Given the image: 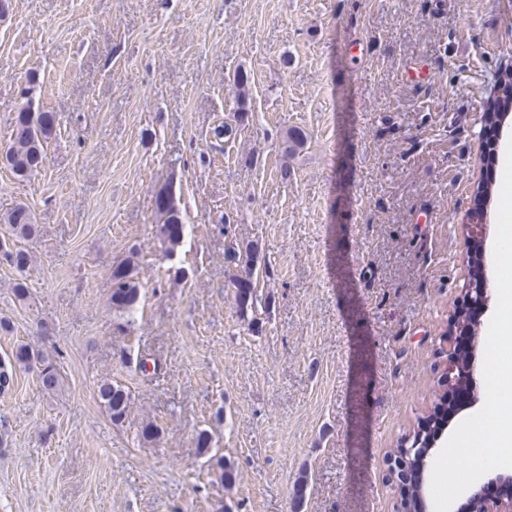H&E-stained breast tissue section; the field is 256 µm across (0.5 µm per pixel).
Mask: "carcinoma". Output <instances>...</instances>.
<instances>
[{"label":"carcinoma","instance_id":"1","mask_svg":"<svg viewBox=\"0 0 512 512\" xmlns=\"http://www.w3.org/2000/svg\"><path fill=\"white\" fill-rule=\"evenodd\" d=\"M250 76L243 71L235 72L231 90L238 103V112H246V100ZM502 94L487 102L490 112L512 111V71H504L499 76ZM10 143L3 164L19 177L28 176L44 166L45 146L55 134V116L51 112H35L31 104L20 107L12 122ZM155 206L160 216L159 232L163 243L172 249L181 243L183 221L176 198L168 187L161 188L155 197ZM0 223L10 226L14 238L26 239L37 230L34 216L28 205L18 203L0 217ZM12 267L20 277L13 282L12 292L16 300L23 303L29 299V288L22 274L28 268L31 257L28 251L16 247L5 238L0 239V260ZM227 260L243 266V274L232 278L231 285L236 289L235 298L241 312L254 306L257 283L254 279L251 251L230 252ZM112 294L110 305L114 313L132 321L140 299L141 284L137 265L132 259L115 266L111 273ZM33 371L41 390L45 393L58 391L63 383V375L55 356L42 348L29 343L18 344L7 357L0 359V391L13 384L16 371ZM97 397L104 412L114 423L125 421L130 410V394L121 385L105 379L97 386Z\"/></svg>","mask_w":512,"mask_h":512}]
</instances>
